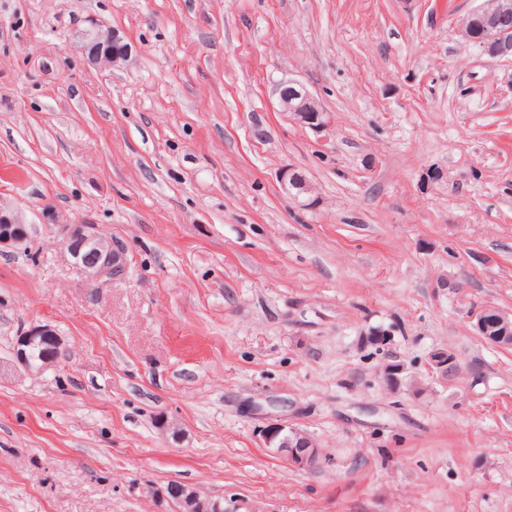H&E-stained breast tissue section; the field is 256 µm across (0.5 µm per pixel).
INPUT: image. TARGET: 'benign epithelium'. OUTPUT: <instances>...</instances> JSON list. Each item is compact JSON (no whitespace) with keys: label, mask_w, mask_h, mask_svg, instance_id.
I'll return each instance as SVG.
<instances>
[{"label":"benign epithelium","mask_w":512,"mask_h":512,"mask_svg":"<svg viewBox=\"0 0 512 512\" xmlns=\"http://www.w3.org/2000/svg\"><path fill=\"white\" fill-rule=\"evenodd\" d=\"M466 39L477 44L488 58L512 68V0H485L473 9L462 24ZM82 51L88 62L95 66H114L130 55V46L114 29L97 24L82 33ZM274 94L280 109L299 125L317 133H323L332 125V117L325 112L310 90L301 82L283 78L274 84ZM280 182L284 192L294 201L310 193L304 182H299L294 173L286 170ZM30 239V228L19 212L0 205V248H17ZM59 243L70 257L73 268L91 280L115 281L124 277L127 265L122 246L104 234L96 224H63ZM477 333L486 337L493 345L512 347V315L503 311L481 307L470 313ZM44 340L61 345L55 329L48 324L32 326L22 332L14 345V361L27 371L40 372L52 362L44 359L36 363L32 350ZM430 369L442 376L457 378L462 373L457 356L450 352L432 357ZM405 367L391 363L384 367L382 379L390 390L401 387ZM265 447L283 455L295 468L310 467L320 460V453L313 443L295 428L273 423L262 431ZM183 506L194 512H238L239 507L229 510L219 500H201L196 492L180 499Z\"/></svg>","instance_id":"benign-epithelium-1"}]
</instances>
